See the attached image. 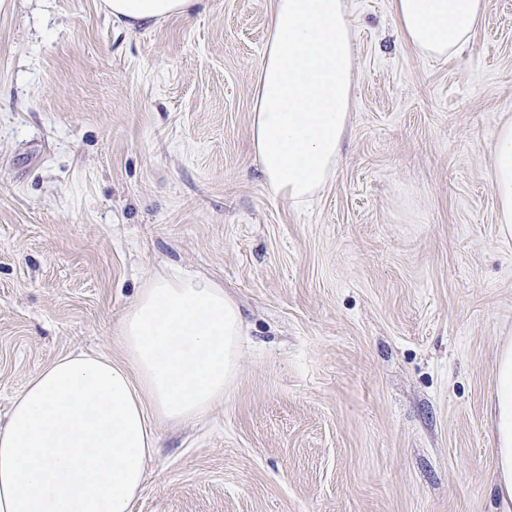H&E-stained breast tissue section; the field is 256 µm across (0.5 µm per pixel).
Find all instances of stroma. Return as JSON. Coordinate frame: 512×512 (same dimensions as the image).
Returning <instances> with one entry per match:
<instances>
[{
    "label": "stroma",
    "instance_id": "1",
    "mask_svg": "<svg viewBox=\"0 0 512 512\" xmlns=\"http://www.w3.org/2000/svg\"><path fill=\"white\" fill-rule=\"evenodd\" d=\"M356 84L335 180L295 207L251 145L272 0L152 25L103 0H0V424L114 330L153 270L209 279L249 334L223 404L163 429L132 512H503L497 365L512 233L491 145L512 0L459 55L349 0Z\"/></svg>",
    "mask_w": 512,
    "mask_h": 512
}]
</instances>
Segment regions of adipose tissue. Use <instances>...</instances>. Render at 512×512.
<instances>
[{
  "instance_id": "obj_1",
  "label": "adipose tissue",
  "mask_w": 512,
  "mask_h": 512,
  "mask_svg": "<svg viewBox=\"0 0 512 512\" xmlns=\"http://www.w3.org/2000/svg\"><path fill=\"white\" fill-rule=\"evenodd\" d=\"M204 0H105L133 27L189 15ZM406 42L429 57L462 52L487 0H391ZM347 0H274L256 75L253 154L273 196L301 207L336 177L354 85ZM497 221L512 228V118L492 144ZM242 313L220 285L153 271L121 317L124 359H58L36 372L0 426V512H131L161 426L202 418L237 371ZM497 476L512 503V355L496 374Z\"/></svg>"
}]
</instances>
